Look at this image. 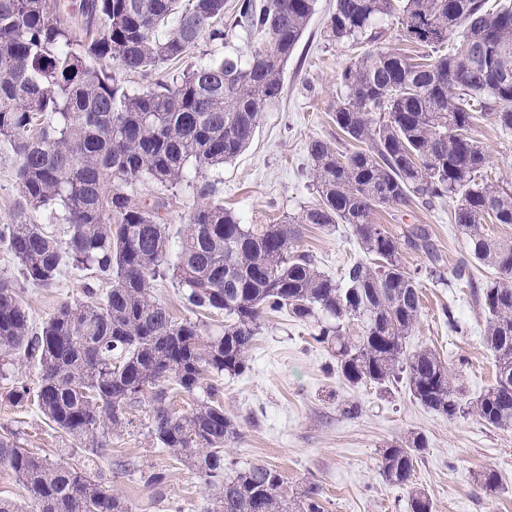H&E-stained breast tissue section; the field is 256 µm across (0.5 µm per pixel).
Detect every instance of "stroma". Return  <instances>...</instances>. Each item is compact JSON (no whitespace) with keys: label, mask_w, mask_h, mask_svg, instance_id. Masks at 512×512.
I'll return each instance as SVG.
<instances>
[{"label":"stroma","mask_w":512,"mask_h":512,"mask_svg":"<svg viewBox=\"0 0 512 512\" xmlns=\"http://www.w3.org/2000/svg\"><path fill=\"white\" fill-rule=\"evenodd\" d=\"M335 0H318L316 12L286 66L279 99L266 108L250 146L234 160L208 169L217 200L248 223L266 224L295 215L315 196L309 175L308 144L323 139L342 144L331 119L341 91L340 74L355 51L327 40L325 27ZM487 154L485 173L512 187V132L494 120L474 131ZM145 199L168 201L162 215L172 238H179L197 202L191 188L170 191L153 183L137 187ZM23 207L12 162H0V224L42 223ZM374 223L402 235L412 225L425 226L437 245L445 270H452L466 251V240L452 224L447 203L377 211ZM318 270L340 278L364 252L349 225L335 231L307 228L299 241ZM90 271L64 269L51 288L26 287L23 299L35 324H42L62 302L82 299ZM422 312L408 340L409 349L427 347L448 363L465 398L477 397L495 378V362L484 345V303L455 284L424 281ZM451 308L460 328L451 331L443 317ZM247 369L223 380L224 412L238 434L224 447L226 463L265 462L282 473L289 493L308 483L320 488L324 512H407L406 489L385 484L376 473L381 448L410 433L427 439L415 482L434 502V512H512V430L487 427L472 415L448 419L420 406L406 381L384 387L349 386L336 369L330 350L287 314L266 320L248 354ZM38 385V368L15 358L0 378V434L17 433L22 447L53 462H76L73 442L50 427L33 401L8 399L16 382ZM149 405L134 411L133 422L112 438V456L127 460L116 471L111 458L99 469L129 502L132 512H202L207 490L195 470L153 444L148 435ZM493 468L503 482L501 493L484 496L475 477ZM165 472L162 492H155L142 471Z\"/></svg>","instance_id":"stroma-1"}]
</instances>
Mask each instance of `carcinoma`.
Here are the masks:
<instances>
[{"label": "carcinoma", "instance_id": "1", "mask_svg": "<svg viewBox=\"0 0 512 512\" xmlns=\"http://www.w3.org/2000/svg\"><path fill=\"white\" fill-rule=\"evenodd\" d=\"M316 2L238 0L226 24L224 0H0V151L16 165L22 203L66 224L63 238L43 224L0 225L22 278L0 280V376L13 355L35 359L39 411L92 452L87 463H52L1 434L0 468L14 472L27 502L0 499V512H131L90 461L110 457L112 436L146 400L154 443L210 490L204 512H323L314 483L290 499L276 467L224 466L236 425L224 415L221 378L246 369L262 322L284 311L336 350L350 385L383 386L403 374L425 408L512 429V241L484 228L512 224V190L479 177L487 154L472 134L489 115L512 131V4L336 0L328 40L361 50L341 73L332 112L350 149L311 141L316 203L281 223L247 224L214 199L204 171L253 140ZM392 16L422 59L375 45ZM238 31L251 41L247 54L187 63L203 34L222 42ZM128 73L146 86L131 89ZM148 181L197 196L179 240L162 224L166 202L138 195ZM417 200L452 203L467 252L449 276L424 227L403 235L428 256L425 270L410 271L399 238L372 222L380 209ZM307 224L350 225L366 260L338 281L322 274L297 249ZM478 263L497 273L483 289L496 374L468 400L440 356L410 351L406 340L421 315L420 274L474 289ZM67 265L94 271L108 288H84L82 300L61 303L33 327L18 289L51 288ZM168 276L196 319L173 316L152 295L153 282ZM215 312L224 328L212 335L202 318ZM353 324L361 334L350 337ZM174 389L194 400L190 412L167 405ZM426 447L413 433L378 460L384 483L408 489L409 512H434L414 483ZM478 485L496 494L497 472L483 470Z\"/></svg>", "mask_w": 512, "mask_h": 512}]
</instances>
